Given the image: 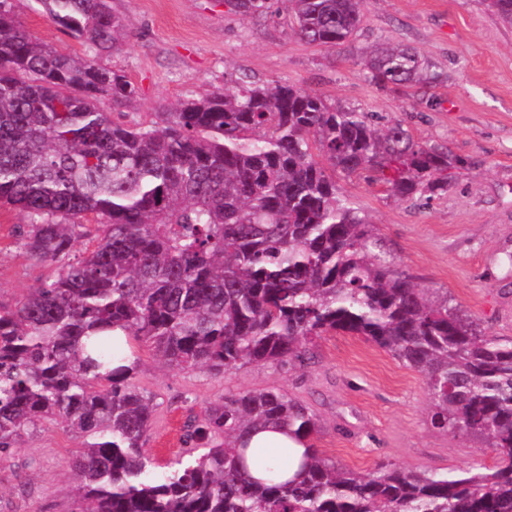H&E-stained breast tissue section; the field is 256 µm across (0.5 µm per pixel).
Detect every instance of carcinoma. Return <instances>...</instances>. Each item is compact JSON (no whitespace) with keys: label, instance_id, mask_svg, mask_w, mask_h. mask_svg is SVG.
<instances>
[{"label":"carcinoma","instance_id":"carcinoma-1","mask_svg":"<svg viewBox=\"0 0 512 512\" xmlns=\"http://www.w3.org/2000/svg\"><path fill=\"white\" fill-rule=\"evenodd\" d=\"M33 2L82 52L33 36L0 0V203L28 218V259L54 266L0 304V462L29 427L61 420L85 447L72 512H512V339L430 299L336 185L367 173L425 205L448 188V148L315 91L237 76L202 99L129 112L138 88L99 63L128 38L108 0ZM228 2L245 14L278 5L301 40L332 49L357 30L363 0ZM487 5L512 25V0ZM362 65L390 90L441 80L405 46L375 45ZM88 215L95 224L79 221ZM329 331L419 372L432 424L486 438L495 463L355 474L315 448V414L277 389L210 405L163 465L146 449L154 406L133 383L132 342L219 375L301 362ZM268 424L306 443L291 479L270 464L278 448L253 450L265 477L248 470L244 437Z\"/></svg>","mask_w":512,"mask_h":512}]
</instances>
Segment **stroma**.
Returning <instances> with one entry per match:
<instances>
[{"mask_svg": "<svg viewBox=\"0 0 512 512\" xmlns=\"http://www.w3.org/2000/svg\"><path fill=\"white\" fill-rule=\"evenodd\" d=\"M130 37L102 65L139 88L137 111L200 97L225 74L290 84L328 104L403 122L415 140L444 145L458 164L427 205L387 195L361 176L336 184L375 224L396 266L420 287L448 293L493 336L512 339V25L484 0H364L353 40L334 49L302 41L287 12L246 16L227 0H109ZM21 25L61 50L78 42L43 12L16 0ZM413 47L441 73L433 88L378 87L361 56L379 42ZM23 213L0 205V303L15 304L49 274L16 245ZM135 382L152 396L147 446L159 462L181 454L184 425L243 391L277 388L315 414L314 443L337 466L362 475L385 464L454 474L489 466L484 440L431 422L423 376L364 337L331 332L308 344L305 362L253 363L214 375L164 366L136 344ZM79 438L45 422L0 465V512H70Z\"/></svg>", "mask_w": 512, "mask_h": 512, "instance_id": "35a3bbf8", "label": "stroma"}]
</instances>
